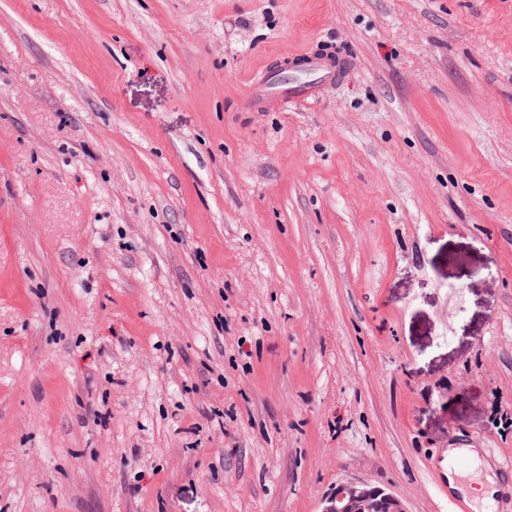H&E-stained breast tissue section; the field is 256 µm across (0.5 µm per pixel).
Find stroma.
Returning a JSON list of instances; mask_svg holds the SVG:
<instances>
[{
  "label": "stroma",
  "instance_id": "35a3bbf8",
  "mask_svg": "<svg viewBox=\"0 0 512 512\" xmlns=\"http://www.w3.org/2000/svg\"><path fill=\"white\" fill-rule=\"evenodd\" d=\"M451 448L512 462V0H0V512H457ZM299 58L305 59L306 71L287 73L265 69L260 83L252 90L250 103L257 108L274 110L289 104L315 102L325 89L339 82L348 66L347 56L334 50L324 53L311 50ZM320 512H406L403 502L366 482L339 483L322 502Z\"/></svg>",
  "mask_w": 512,
  "mask_h": 512
}]
</instances>
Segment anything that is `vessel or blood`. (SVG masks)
Returning <instances> with one entry per match:
<instances>
[{
	"mask_svg": "<svg viewBox=\"0 0 512 512\" xmlns=\"http://www.w3.org/2000/svg\"><path fill=\"white\" fill-rule=\"evenodd\" d=\"M304 59L306 68L302 71L264 70L260 83L252 90L251 104L274 110L317 101L325 89L339 82L348 66L347 56L332 50H312L305 53Z\"/></svg>",
	"mask_w": 512,
	"mask_h": 512,
	"instance_id": "b4317fda",
	"label": "vessel or blood"
}]
</instances>
